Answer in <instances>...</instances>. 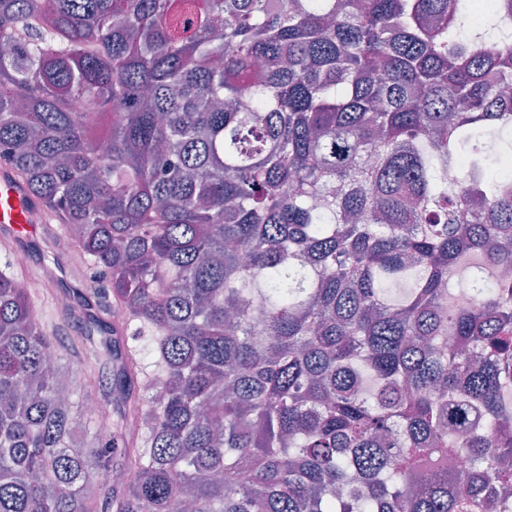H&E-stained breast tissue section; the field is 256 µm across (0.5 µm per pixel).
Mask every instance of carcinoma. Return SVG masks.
Wrapping results in <instances>:
<instances>
[{"mask_svg": "<svg viewBox=\"0 0 512 512\" xmlns=\"http://www.w3.org/2000/svg\"><path fill=\"white\" fill-rule=\"evenodd\" d=\"M482 2L0 0V161L137 329L72 346L133 434L80 447L0 271V512H94L89 456L136 475L115 512H512V0Z\"/></svg>", "mask_w": 512, "mask_h": 512, "instance_id": "carcinoma-1", "label": "carcinoma"}]
</instances>
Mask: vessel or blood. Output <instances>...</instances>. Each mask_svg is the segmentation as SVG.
Segmentation results:
<instances>
[{"mask_svg": "<svg viewBox=\"0 0 512 512\" xmlns=\"http://www.w3.org/2000/svg\"><path fill=\"white\" fill-rule=\"evenodd\" d=\"M47 219L9 165L0 164V240L20 246L46 233Z\"/></svg>", "mask_w": 512, "mask_h": 512, "instance_id": "1", "label": "vessel or blood"}]
</instances>
